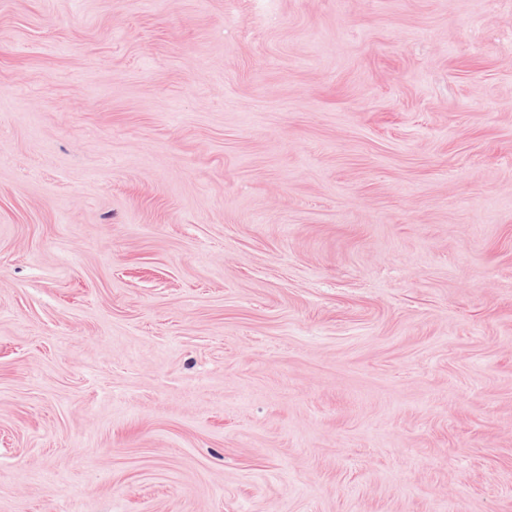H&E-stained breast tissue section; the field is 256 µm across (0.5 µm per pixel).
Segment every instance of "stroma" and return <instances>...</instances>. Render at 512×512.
Instances as JSON below:
<instances>
[{
    "label": "stroma",
    "mask_w": 512,
    "mask_h": 512,
    "mask_svg": "<svg viewBox=\"0 0 512 512\" xmlns=\"http://www.w3.org/2000/svg\"><path fill=\"white\" fill-rule=\"evenodd\" d=\"M0 512H512V0H0Z\"/></svg>",
    "instance_id": "stroma-1"
}]
</instances>
